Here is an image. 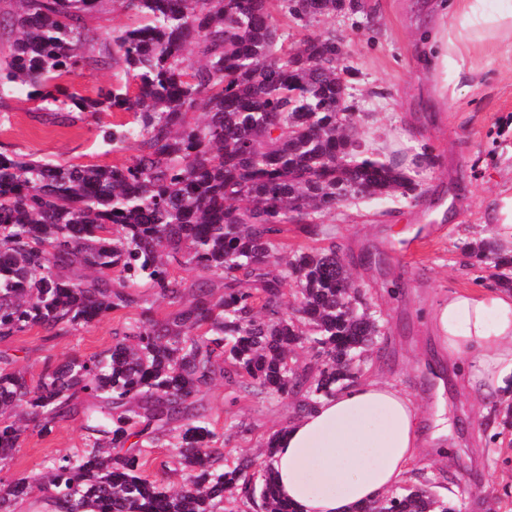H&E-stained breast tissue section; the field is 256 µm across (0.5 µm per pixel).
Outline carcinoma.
<instances>
[{
	"label": "carcinoma",
	"instance_id": "obj_1",
	"mask_svg": "<svg viewBox=\"0 0 512 512\" xmlns=\"http://www.w3.org/2000/svg\"><path fill=\"white\" fill-rule=\"evenodd\" d=\"M102 0H15V32L0 60V91L28 86L37 109L112 108L133 115L103 131L121 163L74 165L0 152V339L33 327L54 337L134 309L112 346L48 365L36 379L0 354V462L21 446L28 418L47 429L86 408V448L37 479L0 483V512H295L266 463L236 457L202 389L221 379L267 402L300 407L361 374L384 320L326 248L288 249V225L307 238L317 219L356 198L409 197L417 185L395 159L363 148L347 83L322 57L336 39L288 45L274 13L309 22L345 0H120L144 24L98 37L85 16ZM123 65L132 79L96 97L54 80ZM461 249L512 291V256L492 239ZM197 271L192 281L179 274ZM296 287L288 302L283 285ZM171 311L158 315L147 295ZM308 344L315 371L293 361ZM171 448L183 473L167 489L145 475ZM427 480L383 497L373 512H457Z\"/></svg>",
	"mask_w": 512,
	"mask_h": 512
}]
</instances>
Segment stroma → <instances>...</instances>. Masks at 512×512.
Listing matches in <instances>:
<instances>
[{
	"label": "stroma",
	"mask_w": 512,
	"mask_h": 512,
	"mask_svg": "<svg viewBox=\"0 0 512 512\" xmlns=\"http://www.w3.org/2000/svg\"><path fill=\"white\" fill-rule=\"evenodd\" d=\"M429 0H361L308 26L280 19L289 42L315 32L343 42L347 51L349 104L361 138L381 130L382 158L404 160L419 199L358 200L322 220L319 245H335L354 282L381 311L386 332L369 357L385 378L409 393L421 426L444 414L455 468L439 460L414 475L441 481L465 512H512V431L504 430L491 405L475 406L461 391L439 390L426 367L435 363L426 317L448 293L493 286L486 266L465 255L463 243L489 237L485 212L501 189L512 187V61L503 44L472 50L464 72L449 71L455 94L434 97L424 73L417 34ZM124 112L78 113L53 123L35 109L26 90L0 93V151L51 157L77 165L121 161L101 136ZM112 319L47 338L32 328L0 340L14 368L35 378L47 364L88 357L112 343ZM227 447L264 461L263 443L300 415L296 400L266 403L216 382L205 397ZM83 414L58 421L51 432L26 425L14 458L0 464V482L35 477L61 454L83 448Z\"/></svg>",
	"instance_id": "stroma-1"
}]
</instances>
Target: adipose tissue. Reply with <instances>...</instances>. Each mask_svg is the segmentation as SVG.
<instances>
[{
  "instance_id": "ef3b65f1",
  "label": "adipose tissue",
  "mask_w": 512,
  "mask_h": 512,
  "mask_svg": "<svg viewBox=\"0 0 512 512\" xmlns=\"http://www.w3.org/2000/svg\"><path fill=\"white\" fill-rule=\"evenodd\" d=\"M461 22L449 28V14ZM423 39L439 99L449 69L475 46L512 43V0H456L440 8ZM442 353L468 365L475 401L512 399V293L494 288L450 293L430 316ZM415 400L393 383L365 376L321 399L280 432L277 487L298 512H357L405 483L425 440Z\"/></svg>"
}]
</instances>
